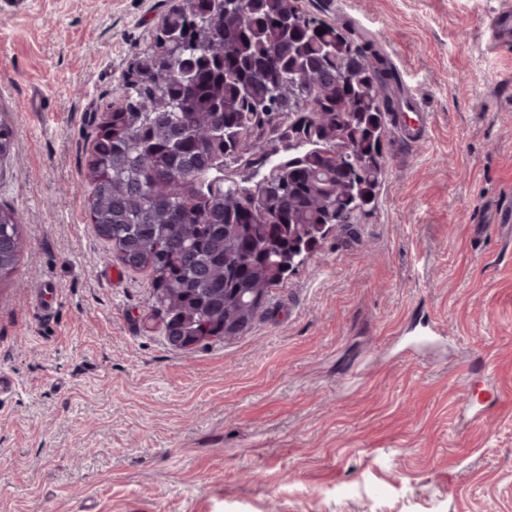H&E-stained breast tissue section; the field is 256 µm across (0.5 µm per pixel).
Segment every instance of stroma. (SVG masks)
Returning <instances> with one entry per match:
<instances>
[{"instance_id":"35a3bbf8","label":"stroma","mask_w":512,"mask_h":512,"mask_svg":"<svg viewBox=\"0 0 512 512\" xmlns=\"http://www.w3.org/2000/svg\"><path fill=\"white\" fill-rule=\"evenodd\" d=\"M375 41V206L248 331L173 349L87 213L86 159L171 0H0V512H512V43L503 0H303ZM512 31V10L510 5L503 7L492 15L485 33L492 45L502 42L503 38H509ZM21 217L0 205V279L11 276L17 267L22 248Z\"/></svg>"}]
</instances>
